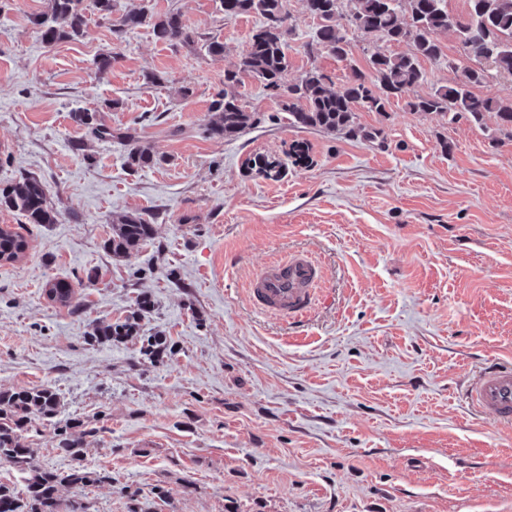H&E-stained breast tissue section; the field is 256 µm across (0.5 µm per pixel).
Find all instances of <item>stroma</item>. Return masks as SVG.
Segmentation results:
<instances>
[{
    "mask_svg": "<svg viewBox=\"0 0 512 512\" xmlns=\"http://www.w3.org/2000/svg\"><path fill=\"white\" fill-rule=\"evenodd\" d=\"M47 0H0V184L31 173L57 223L0 210L28 248L0 262V390L51 386L57 422L92 435L85 462L106 482L61 488L95 512H512V429L472 410L465 393L491 361L512 362V143L496 127L410 111H358L374 140L289 126L278 102L242 76L255 125L210 138L212 100L260 16L227 17L220 0H117L118 11L180 13L192 43L157 41L150 25L117 35L87 10L77 40L49 46L31 22ZM296 81L310 66L335 87L364 67L309 53L319 25L287 0ZM224 54L203 50L206 40ZM423 61L419 94L474 62L453 32ZM113 56L98 74L94 60ZM456 69H449V62ZM98 111L115 139L73 123ZM158 163L130 170L119 136ZM452 152H443L441 141ZM279 161L269 178L247 159ZM154 232L122 258L104 244L117 218ZM309 252L324 267L303 326L257 313L249 279L269 259ZM70 282L75 307L46 284ZM142 336L167 337L163 362L140 338L89 345L91 324L123 319L140 293ZM57 422L33 421L39 466L63 469Z\"/></svg>",
    "mask_w": 512,
    "mask_h": 512,
    "instance_id": "35a3bbf8",
    "label": "stroma"
}]
</instances>
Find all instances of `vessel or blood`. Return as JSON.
I'll list each match as a JSON object with an SVG mask.
<instances>
[{
  "instance_id": "b4317fda",
  "label": "vessel or blood",
  "mask_w": 512,
  "mask_h": 512,
  "mask_svg": "<svg viewBox=\"0 0 512 512\" xmlns=\"http://www.w3.org/2000/svg\"><path fill=\"white\" fill-rule=\"evenodd\" d=\"M325 279L322 265L305 252L274 258L248 282L247 292L262 314L303 322L312 312L318 288ZM468 403L512 428V363L483 367L466 391Z\"/></svg>"
}]
</instances>
